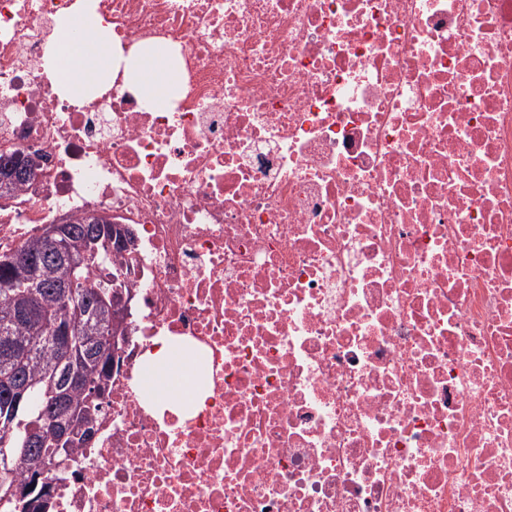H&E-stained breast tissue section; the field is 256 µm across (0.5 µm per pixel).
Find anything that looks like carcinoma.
<instances>
[{"label": "carcinoma", "instance_id": "carcinoma-1", "mask_svg": "<svg viewBox=\"0 0 512 512\" xmlns=\"http://www.w3.org/2000/svg\"><path fill=\"white\" fill-rule=\"evenodd\" d=\"M97 223L96 216L70 222L68 246L75 266L69 270L47 253V238L41 232L15 249L0 252V351H5L0 354V512H48L61 474L47 471L45 481L30 485L29 496L23 499L8 496L9 487L29 485L31 474L57 447L50 423L63 406L72 409L68 461H73L84 447L87 427L101 415L98 401L89 399L83 382L96 383L101 395L111 388L114 356L105 340L116 334L126 337L128 325L109 320V295L125 294L127 289L105 242L97 244L96 257L84 253L85 240ZM23 254L41 259V278L35 284L27 282L26 265L14 261ZM66 275L97 310L89 321V345L75 356L82 382L71 385L61 384L66 364L57 345L48 339L53 326L70 321L69 309L55 288ZM22 385L35 393V404L29 409L15 408L11 395L12 388Z\"/></svg>", "mask_w": 512, "mask_h": 512}]
</instances>
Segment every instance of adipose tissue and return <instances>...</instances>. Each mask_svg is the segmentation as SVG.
<instances>
[{
  "instance_id": "adipose-tissue-1",
  "label": "adipose tissue",
  "mask_w": 512,
  "mask_h": 512,
  "mask_svg": "<svg viewBox=\"0 0 512 512\" xmlns=\"http://www.w3.org/2000/svg\"><path fill=\"white\" fill-rule=\"evenodd\" d=\"M124 65L127 78L139 94L150 103L166 106L174 95L175 54L163 44H151L117 61L112 50V36L100 18L81 9L64 20L47 48L43 66L54 86L70 99L81 101L102 85L117 65ZM191 354L185 349L169 346L150 356L145 375V388L153 398H164L171 383L167 370L179 367L185 372L183 391L192 395L197 383L191 375Z\"/></svg>"
}]
</instances>
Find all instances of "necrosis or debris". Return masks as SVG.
I'll return each mask as SVG.
<instances>
[{"mask_svg": "<svg viewBox=\"0 0 512 512\" xmlns=\"http://www.w3.org/2000/svg\"><path fill=\"white\" fill-rule=\"evenodd\" d=\"M85 5L170 109L41 66ZM0 249L106 215L128 336L52 512H512V0H0ZM205 356L183 413L142 389ZM125 72L150 103L167 106L174 96L175 54L164 44H151L123 59ZM190 358V352L177 346L165 347L157 354L150 356L145 375L147 392L155 399H163L172 385L163 373L177 366L186 372L194 373Z\"/></svg>", "mask_w": 512, "mask_h": 512, "instance_id": "obj_1", "label": "necrosis or debris"}]
</instances>
